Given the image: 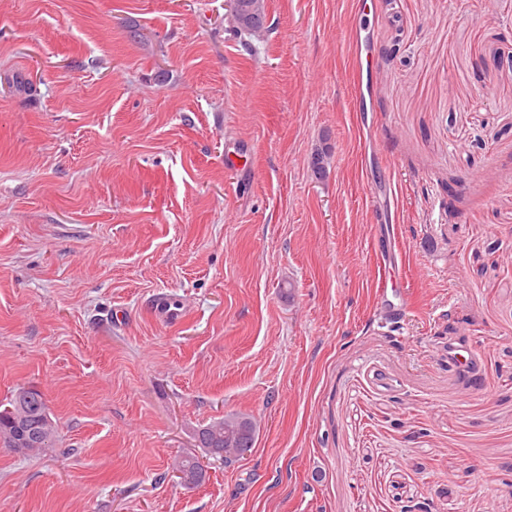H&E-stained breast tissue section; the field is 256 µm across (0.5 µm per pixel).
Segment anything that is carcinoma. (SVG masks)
<instances>
[{"mask_svg":"<svg viewBox=\"0 0 512 512\" xmlns=\"http://www.w3.org/2000/svg\"><path fill=\"white\" fill-rule=\"evenodd\" d=\"M264 2L257 0L254 6L246 9V15L237 21L238 30L248 35L257 34L264 29ZM49 414L43 394L34 388L15 389L6 402H0V444L12 449L15 453L28 456L34 452L52 448L57 441V429L50 423L39 434L35 446L21 443V436L16 422L21 418ZM256 427L252 419L231 413L214 420L199 428L196 433L198 447L204 449L212 457H224L237 448H251L255 440ZM183 474L185 484L199 485L206 479V470L194 455L184 456L176 465Z\"/></svg>","mask_w":512,"mask_h":512,"instance_id":"cac0c4a2","label":"carcinoma"}]
</instances>
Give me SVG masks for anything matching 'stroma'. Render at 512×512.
Here are the masks:
<instances>
[{
    "label": "stroma",
    "instance_id": "obj_1",
    "mask_svg": "<svg viewBox=\"0 0 512 512\" xmlns=\"http://www.w3.org/2000/svg\"><path fill=\"white\" fill-rule=\"evenodd\" d=\"M367 2L0 0V512H512V0ZM257 2L253 7H248V3H245L246 8V16L240 17L237 21L238 30L240 32H245L249 36L260 33L265 29L264 27V2L263 0H256ZM25 388L29 390L24 391V387L17 388L6 400V403L0 402V444L11 448L17 454L29 456L34 452L54 447L57 441V429L51 422L43 394L37 389ZM42 414L48 416L49 424L44 431L40 430L37 445L22 444L21 439H23V443L33 445L31 439L36 435L33 429L37 425L26 422L20 431L23 432L21 438L15 423L22 417L41 416ZM256 427L249 417L231 413L199 428L196 442L212 457L224 458V454L237 448H252ZM175 469L183 474L186 485H200L206 479V470L196 456L186 455L176 465Z\"/></svg>",
    "mask_w": 512,
    "mask_h": 512
}]
</instances>
